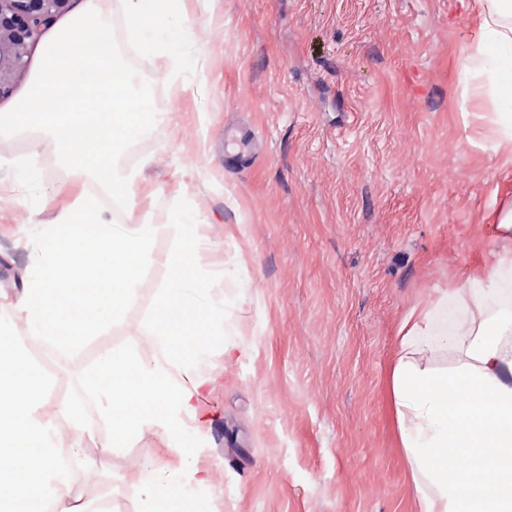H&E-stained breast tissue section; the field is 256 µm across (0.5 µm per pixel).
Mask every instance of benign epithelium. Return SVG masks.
Returning a JSON list of instances; mask_svg holds the SVG:
<instances>
[{
	"mask_svg": "<svg viewBox=\"0 0 512 512\" xmlns=\"http://www.w3.org/2000/svg\"><path fill=\"white\" fill-rule=\"evenodd\" d=\"M73 0H0V99L27 71L33 44L70 11Z\"/></svg>",
	"mask_w": 512,
	"mask_h": 512,
	"instance_id": "obj_1",
	"label": "benign epithelium"
}]
</instances>
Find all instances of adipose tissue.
<instances>
[{
	"label": "adipose tissue",
	"mask_w": 512,
	"mask_h": 512,
	"mask_svg": "<svg viewBox=\"0 0 512 512\" xmlns=\"http://www.w3.org/2000/svg\"><path fill=\"white\" fill-rule=\"evenodd\" d=\"M463 93L512 150V0H483ZM392 371L395 416L420 512H512V247L414 308ZM448 364L435 366L439 355ZM143 512H181L208 473L145 461Z\"/></svg>",
	"instance_id": "1"
}]
</instances>
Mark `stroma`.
Segmentation results:
<instances>
[{
	"label": "stroma",
	"mask_w": 512,
	"mask_h": 512,
	"mask_svg": "<svg viewBox=\"0 0 512 512\" xmlns=\"http://www.w3.org/2000/svg\"><path fill=\"white\" fill-rule=\"evenodd\" d=\"M195 54L168 77L169 118L135 167L139 192L104 216L165 225L186 199L228 302L229 345L209 355L197 456L159 430L108 449L91 411L85 459L107 472L116 512H140L145 460L208 470L210 512H419L395 422L391 374L409 312L499 247L495 211L512 196V162L483 142L459 62L480 0H180ZM250 126L254 158L224 157V130ZM27 139L0 140V308L15 301L36 249L94 178L72 177L50 138L39 148L41 206L12 169ZM167 274L153 263L124 318L73 356L55 355L44 400L62 419L61 389L139 334Z\"/></svg>",
	"instance_id": "stroma-1"
}]
</instances>
